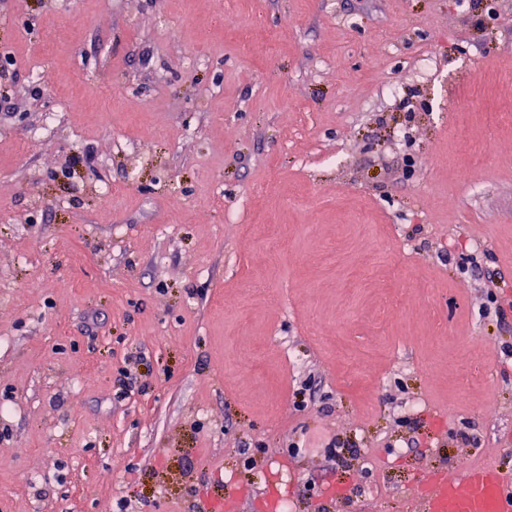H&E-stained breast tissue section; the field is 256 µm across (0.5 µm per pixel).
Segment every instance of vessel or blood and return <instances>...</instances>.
<instances>
[{"mask_svg":"<svg viewBox=\"0 0 512 512\" xmlns=\"http://www.w3.org/2000/svg\"><path fill=\"white\" fill-rule=\"evenodd\" d=\"M420 485V512H512V475L494 461L463 465L452 476L437 471Z\"/></svg>","mask_w":512,"mask_h":512,"instance_id":"obj_1","label":"vessel or blood"}]
</instances>
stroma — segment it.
<instances>
[{
    "label": "stroma",
    "instance_id": "obj_1",
    "mask_svg": "<svg viewBox=\"0 0 512 512\" xmlns=\"http://www.w3.org/2000/svg\"><path fill=\"white\" fill-rule=\"evenodd\" d=\"M1 52L0 512L512 472V0H0Z\"/></svg>",
    "mask_w": 512,
    "mask_h": 512
}]
</instances>
